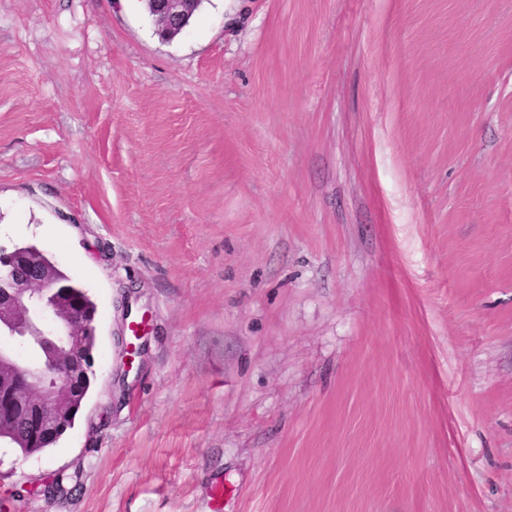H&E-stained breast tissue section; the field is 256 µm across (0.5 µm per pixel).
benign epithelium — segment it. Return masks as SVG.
Returning a JSON list of instances; mask_svg holds the SVG:
<instances>
[{
	"mask_svg": "<svg viewBox=\"0 0 512 512\" xmlns=\"http://www.w3.org/2000/svg\"><path fill=\"white\" fill-rule=\"evenodd\" d=\"M156 25L165 36L181 33L197 0H151ZM56 276L55 265L41 250L28 253L17 246H0V332L26 338L32 329L43 330L57 347L61 361L55 365H13L0 372V443L5 428L22 420L31 447L48 448L69 430L66 420L82 409L86 392L79 381L87 374V342L96 339V311L85 299L75 305ZM61 289L53 301L45 292Z\"/></svg>",
	"mask_w": 512,
	"mask_h": 512,
	"instance_id": "obj_1",
	"label": "benign epithelium"
}]
</instances>
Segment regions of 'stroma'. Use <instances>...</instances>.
<instances>
[{"instance_id": "stroma-1", "label": "stroma", "mask_w": 512, "mask_h": 512, "mask_svg": "<svg viewBox=\"0 0 512 512\" xmlns=\"http://www.w3.org/2000/svg\"><path fill=\"white\" fill-rule=\"evenodd\" d=\"M14 242L98 336L0 512H512V0H0ZM197 3V0H151L159 32L166 37L180 34Z\"/></svg>"}]
</instances>
